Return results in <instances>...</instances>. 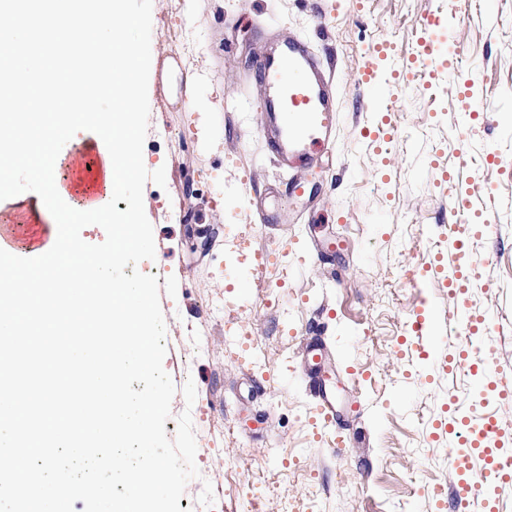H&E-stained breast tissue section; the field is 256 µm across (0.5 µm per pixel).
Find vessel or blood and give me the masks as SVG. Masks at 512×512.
<instances>
[{"label": "vessel or blood", "mask_w": 512, "mask_h": 512, "mask_svg": "<svg viewBox=\"0 0 512 512\" xmlns=\"http://www.w3.org/2000/svg\"><path fill=\"white\" fill-rule=\"evenodd\" d=\"M440 21L441 15L436 11L418 18L421 42L416 61L401 63L400 68L404 71L416 68L418 76L428 82L441 77L472 87L475 79L465 71L463 62L452 61L441 66L435 63L431 34ZM259 80L265 91L260 103L264 114L260 132L280 169L297 172L312 167L322 155L333 151L337 123L333 81L306 43L291 40L273 46L263 60ZM449 183L448 205L454 221L441 230L442 246L435 258L436 271L450 275L458 283L457 288L449 290L448 302L460 312L456 333L465 338L466 349L434 361V369L445 373L461 366L469 352L486 347L494 330L487 316L466 309L464 291L478 283L479 263L462 234L469 227L474 237L481 238L492 233L495 225L488 219L472 224L471 196L463 184L461 171L451 172ZM271 261V255L265 252H237L234 264L224 269V282L229 285L249 277L256 266ZM442 426L450 435L449 463L454 469L465 471L476 462L498 480L512 481V450L499 443L500 425L496 416L488 413L475 418L462 406ZM447 499L452 501L454 512H471L476 503L482 512H499L495 503L479 501L475 484L465 478L456 482L450 494L436 496L440 503Z\"/></svg>", "instance_id": "1"}]
</instances>
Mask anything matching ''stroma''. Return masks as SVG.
<instances>
[{
  "label": "stroma",
  "mask_w": 512,
  "mask_h": 512,
  "mask_svg": "<svg viewBox=\"0 0 512 512\" xmlns=\"http://www.w3.org/2000/svg\"><path fill=\"white\" fill-rule=\"evenodd\" d=\"M451 19L437 36L440 58L460 53L477 80L484 118L457 132L458 91L413 81L399 100L387 88L409 59L431 10ZM304 41L334 72L339 122L336 146L305 180L308 192L288 206L284 229L260 226L240 188L286 193L288 172L276 167L258 132L262 88L255 73L273 40ZM387 42L386 57L369 48ZM188 56L197 63L195 94L206 130L171 106L160 74L149 77L152 132L148 170L165 168L166 184L147 182L143 200L156 247L155 265L170 275L160 305L171 337L169 375L193 359L194 402L201 417L196 464L210 470L215 512H436L433 490L459 474L448 463V437L435 424L446 405L492 411L501 441L512 448V401L485 407L470 400L462 372H426L423 349L408 332L428 312L435 332L454 324L444 282L430 267L442 225L451 223L444 172L462 169L473 199L498 230L476 244L488 285L471 289L467 306L497 313L489 346L503 380L512 382V0H161L152 10L151 58ZM373 68L380 95L359 89ZM394 123L386 147L366 143L369 124ZM181 131L165 139L163 128ZM497 165L483 164L487 152ZM254 249L295 262L300 242L318 251L342 240L340 284L323 268L290 281L281 270L254 275L250 303L232 302L220 281L230 255L224 226ZM244 329L259 355L250 368L230 327ZM325 351L324 372L336 393V424L314 432V404L298 364L307 342ZM341 452H333L336 439Z\"/></svg>",
  "instance_id": "1"
}]
</instances>
